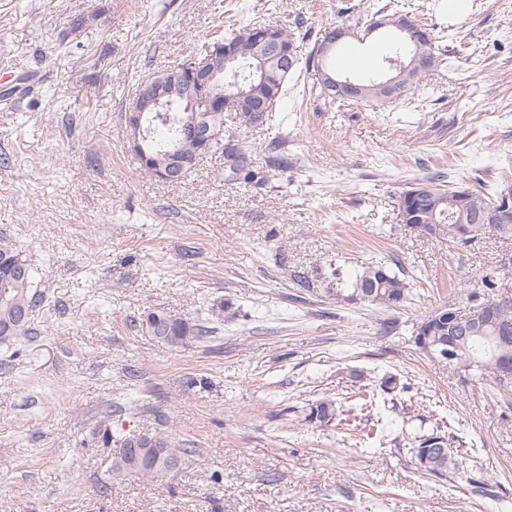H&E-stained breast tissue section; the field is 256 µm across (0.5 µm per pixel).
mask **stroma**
I'll use <instances>...</instances> for the list:
<instances>
[{"label":"stroma","mask_w":512,"mask_h":512,"mask_svg":"<svg viewBox=\"0 0 512 512\" xmlns=\"http://www.w3.org/2000/svg\"><path fill=\"white\" fill-rule=\"evenodd\" d=\"M467 3L456 15L448 0H0V237L45 296L36 338L0 347V512H512V393L415 344L424 316L512 256V239L489 231L460 251L398 209L439 171L453 187L512 185V0ZM386 5L444 58L414 94L327 111L296 75L274 125L225 113L251 183L219 157L165 183L130 151L138 83L199 44L271 24L309 49ZM389 38L344 40L347 72L366 74ZM381 259L409 279L403 306L337 298L334 270ZM148 310L202 334L167 348L138 329ZM387 374L405 390L383 393ZM323 398L349 423L309 420ZM162 426L194 450L183 469L102 497L112 450L98 428ZM436 429L456 438L450 481L414 469V438Z\"/></svg>","instance_id":"1"}]
</instances>
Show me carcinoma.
Returning a JSON list of instances; mask_svg holds the SVG:
<instances>
[{"mask_svg": "<svg viewBox=\"0 0 512 512\" xmlns=\"http://www.w3.org/2000/svg\"><path fill=\"white\" fill-rule=\"evenodd\" d=\"M396 40L390 46V55L402 58L399 68L394 70L392 86L375 79L360 82L361 96L358 101L383 106L393 100L408 94L420 86L426 75L417 71L413 65V57L409 53L412 46V35L395 31ZM226 45L237 46V57L234 63L232 80L234 86L228 89L232 93L239 88L255 89L256 91L281 100L287 91L288 77L291 72L300 71L311 80L310 93L323 99L329 104L347 100L345 92L337 87L326 86L321 83V72L331 75L336 70L330 60L336 55L338 45L329 46L325 55L316 53L317 47L303 52L296 40L288 33L284 34L286 49L293 54L292 71H286L277 65H271L268 74L262 81L257 80L254 73V44L240 39V32H230L220 36ZM173 111L162 114L154 113V118L147 124V135L156 152L162 153L172 142L180 139L178 122L179 113L187 110V104L178 96L172 97ZM212 155L223 157L231 161L233 170H245L248 166L246 151L227 148L223 144L217 145ZM417 184L425 188V195L413 199L410 208L416 210L417 220L421 221L422 232L435 238H441L455 245H460L456 238L457 225L468 226L469 236L466 242H473L480 238L487 230L496 232L502 238H512L511 224H470L468 216L471 210L492 205L499 195H488L482 191H468L467 199L453 209L448 208V195L452 188L446 185L445 175L435 173L427 176ZM499 265L490 267L481 278L483 290L473 291L467 295V303L478 301L493 304V313L478 320L470 322L469 331L462 336L455 347L448 348V325L435 322L437 312L426 316L418 327V331L427 334L433 343L431 358L438 359V353H452V359L445 361L453 370H461L464 365H472L477 369L488 368V372L480 376L492 384L497 392L507 390L494 376V370L500 362H512V302L500 306L495 303L497 296V280L493 273ZM35 270L23 258L21 252L8 240L0 238V346H10L16 341L31 334V319L21 320L16 317L17 309L21 306L35 308L43 301V294L34 289ZM343 299L347 301L363 300L378 305L387 310L398 308L407 299L409 282L399 276L387 263L372 262L362 267L355 278L348 283V287L341 289ZM158 322L154 330L142 328L148 336L170 348H176L186 342L188 338L196 337L201 332L198 325L189 319L176 318L163 310L146 311L141 316V322ZM342 415L336 402L329 398L317 401L310 408L308 418L319 423H331ZM151 447L155 453L165 457L173 456L185 463L188 456L196 453V449L187 448L177 440L176 435L169 429L159 428L148 434ZM429 440V435L419 436L418 444L413 448V459L418 472L446 479L459 470V463L452 447L433 459L430 466L424 467L420 461V448ZM176 474L147 472L138 463L112 459L109 467L111 480L102 484L104 494H111L114 484L112 480H122L127 476H136L147 483L164 484Z\"/></svg>", "mask_w": 512, "mask_h": 512, "instance_id": "obj_1", "label": "carcinoma"}]
</instances>
